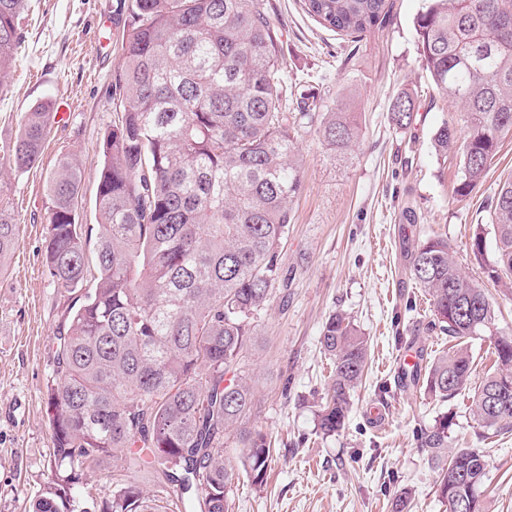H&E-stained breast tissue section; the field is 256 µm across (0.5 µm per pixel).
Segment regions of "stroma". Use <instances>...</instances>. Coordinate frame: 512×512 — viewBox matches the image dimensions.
I'll return each mask as SVG.
<instances>
[{
    "label": "stroma",
    "mask_w": 512,
    "mask_h": 512,
    "mask_svg": "<svg viewBox=\"0 0 512 512\" xmlns=\"http://www.w3.org/2000/svg\"><path fill=\"white\" fill-rule=\"evenodd\" d=\"M389 3L387 23L354 43L319 24L303 0H263L281 76L295 93L358 112L361 132L342 160L315 132L297 141L304 187L281 248L285 283L254 322L257 343L248 359L256 390L250 423L271 436L277 452L265 488L235 483L234 512H392L406 489L410 512H448L438 471L420 446L421 433L443 420L449 447L484 452L486 512H512V431L485 436L471 413L473 388L443 402L399 379L408 354L429 361L450 345L432 327L429 296L410 271V255L427 236L447 238L462 273L487 288L496 308L494 324L466 341L474 381L493 372L494 345L512 334V292L487 276L495 248L487 246L481 257L472 251L476 229L494 236L490 201L512 177V137L502 139L472 194L456 199L458 157L440 153L433 141L454 114L423 67L415 29L429 0ZM120 4L28 0L24 40L0 74V149L33 105L50 100L69 114L53 124L39 164L0 171V181L11 185L20 232L0 271V512H28L51 478L46 386L72 297L45 267L47 178L59 154L76 153L84 171L81 218L95 224L99 145L116 113ZM402 91L414 94L417 109L404 129L389 119L390 102ZM335 311L368 338L370 354L345 428L327 436L317 428L316 410L332 364L320 336ZM373 405L385 408L383 425L370 418Z\"/></svg>",
    "instance_id": "stroma-1"
}]
</instances>
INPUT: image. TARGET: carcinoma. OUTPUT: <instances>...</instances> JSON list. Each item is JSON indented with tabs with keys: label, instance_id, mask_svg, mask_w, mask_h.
<instances>
[{
	"label": "carcinoma",
	"instance_id": "1",
	"mask_svg": "<svg viewBox=\"0 0 512 512\" xmlns=\"http://www.w3.org/2000/svg\"><path fill=\"white\" fill-rule=\"evenodd\" d=\"M324 26L358 43L389 18L388 0H304ZM27 0H0V72L24 38ZM121 61L112 96L117 122L100 145L96 276L79 223L83 169L62 153L47 179L52 282L75 294L55 336L46 400L53 479L32 512H232L230 492L244 477L267 480L274 448L249 426L255 388L246 354L254 318L281 282L280 248L290 203L303 186L296 149L312 128L342 157L359 137L357 116L313 100L290 107L276 77L274 26L261 0H123ZM421 57L457 120L439 126L435 147L459 154L455 192L482 181L501 139L512 134V0H430L416 20ZM416 101L393 97L390 119H415ZM55 112L41 102L25 113L0 165L27 170L40 160ZM467 129L458 141V126ZM0 182V263L19 225ZM495 282L512 285V178L492 201ZM411 274L431 297L433 324L458 340L410 382L442 401L471 383L473 358L459 340L495 320L487 289L460 272L448 241L430 238L411 253ZM334 370L316 411L324 435L344 428L350 392L362 380L368 342L344 315L322 325ZM498 369L472 396L483 428L512 429V339L495 344ZM233 436L239 459L224 458ZM439 471L449 512L482 493L478 448L448 449V423L421 434ZM112 472L96 496L87 476ZM150 476L145 490L120 473Z\"/></svg>",
	"mask_w": 512,
	"mask_h": 512
}]
</instances>
